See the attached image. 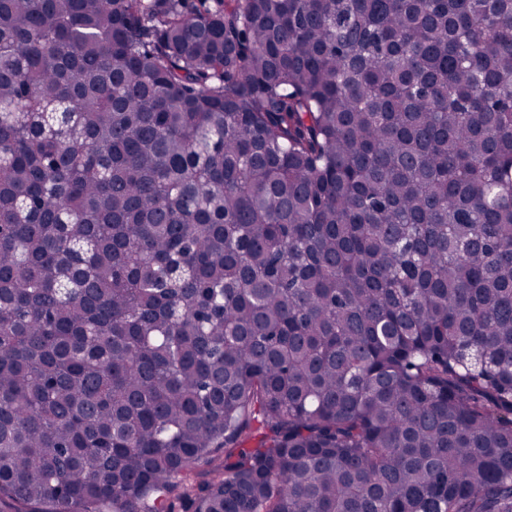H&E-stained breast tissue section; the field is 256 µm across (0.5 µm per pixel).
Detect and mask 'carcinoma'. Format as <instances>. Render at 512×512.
<instances>
[{"label":"carcinoma","mask_w":512,"mask_h":512,"mask_svg":"<svg viewBox=\"0 0 512 512\" xmlns=\"http://www.w3.org/2000/svg\"><path fill=\"white\" fill-rule=\"evenodd\" d=\"M0 502L512 512V0H0Z\"/></svg>","instance_id":"carcinoma-1"}]
</instances>
